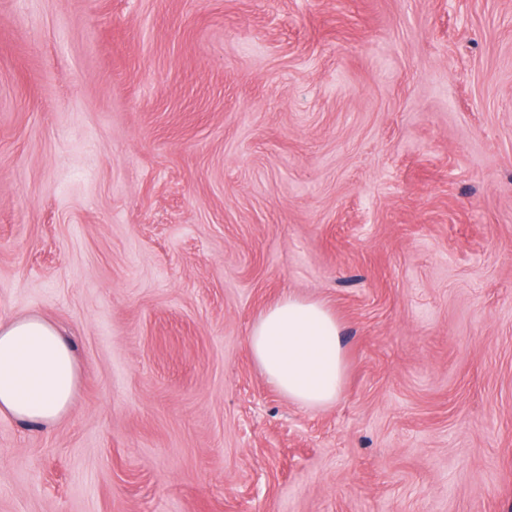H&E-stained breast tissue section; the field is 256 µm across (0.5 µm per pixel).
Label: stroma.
I'll use <instances>...</instances> for the list:
<instances>
[{"mask_svg": "<svg viewBox=\"0 0 512 512\" xmlns=\"http://www.w3.org/2000/svg\"><path fill=\"white\" fill-rule=\"evenodd\" d=\"M343 324L300 407L248 350ZM64 329L0 512H512V0H0V318ZM336 317L318 301L293 295L270 307L249 333V349L269 384L293 403L330 406L346 369Z\"/></svg>", "mask_w": 512, "mask_h": 512, "instance_id": "35a3bbf8", "label": "stroma"}]
</instances>
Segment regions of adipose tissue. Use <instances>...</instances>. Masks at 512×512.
<instances>
[{"label": "adipose tissue", "instance_id": "obj_1", "mask_svg": "<svg viewBox=\"0 0 512 512\" xmlns=\"http://www.w3.org/2000/svg\"><path fill=\"white\" fill-rule=\"evenodd\" d=\"M341 332L323 303L289 295L254 324L248 344L269 384L293 403L322 408L342 393ZM77 377L73 348L53 323L0 319V415L53 425L68 413Z\"/></svg>", "mask_w": 512, "mask_h": 512}]
</instances>
